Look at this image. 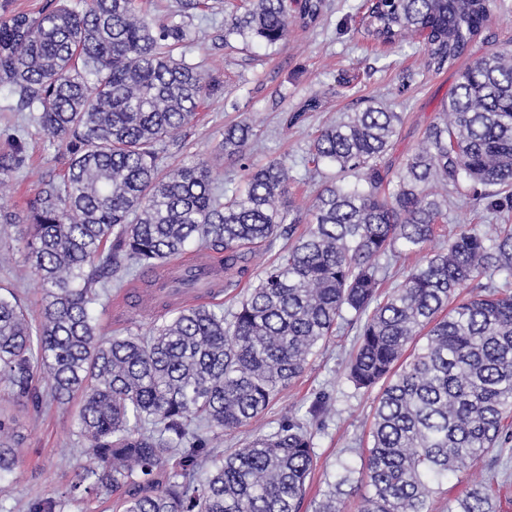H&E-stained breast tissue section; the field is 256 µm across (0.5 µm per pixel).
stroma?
I'll list each match as a JSON object with an SVG mask.
<instances>
[{"label":"stroma","mask_w":512,"mask_h":512,"mask_svg":"<svg viewBox=\"0 0 512 512\" xmlns=\"http://www.w3.org/2000/svg\"><path fill=\"white\" fill-rule=\"evenodd\" d=\"M359 2L324 0L316 21L295 20L284 44L270 50L256 48L247 55L225 48L223 10L187 16L179 12L176 0H137L150 18L198 30L199 40L187 48L186 57L201 65L214 85L211 98L200 108L185 136L168 143L162 167L204 159L212 164L216 183H240L238 163L216 154L215 149L224 138L225 126L245 120L258 134L252 161H285L295 178L290 198L296 210L306 212L317 190L334 174L333 169L316 171L304 163L308 147L322 127L342 113L362 107L364 100H387L402 115V125L387 156L392 168H400L435 121L460 72L475 58L501 49L512 38V0H497L494 18L470 51L453 66L435 73L427 70L421 50L383 46L362 37L361 15L356 10ZM314 96L319 99L318 108L303 112L304 103ZM297 110L303 113L301 120L285 127L284 115ZM19 135L27 142L28 164L11 174L10 187L0 197V210L22 213L40 188V175L61 174L65 164L57 142L39 128L31 112L19 110L16 95L1 89L0 149ZM505 217L512 219L511 208L489 212L486 202L472 198L463 186L448 193L443 228L497 224ZM23 230L20 223H0V247L13 250L10 262L0 265V289L14 291L35 317L45 287L38 277L25 272ZM139 278V273L132 271L123 275L121 288L109 282L100 288L94 314L103 336L143 334L161 321L160 313L147 308L124 316L115 314V300L121 292L134 290ZM355 337V329L342 331L291 386L277 395L259 423L260 428L269 430L291 414L310 421L317 469L303 512H314L326 489V473L335 472L341 461L354 469L339 497L342 512H357L362 498L370 492L362 475L360 440L369 432L373 396L355 389L343 374V360ZM321 397L326 400L327 411L311 417L310 411ZM0 415L10 418L20 437L19 465L10 476L9 497L0 500V512H29L32 503L58 499L89 463L82 452L87 442L80 433L77 403L63 405L47 398L36 408L2 389ZM482 479L493 482L498 512H512V467L498 465L492 452L473 469L442 485L432 496L431 512H448L449 499Z\"/></svg>","instance_id":"1"}]
</instances>
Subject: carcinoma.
<instances>
[{
	"mask_svg": "<svg viewBox=\"0 0 512 512\" xmlns=\"http://www.w3.org/2000/svg\"><path fill=\"white\" fill-rule=\"evenodd\" d=\"M364 35L423 50L425 66L455 64L493 18L496 0H362ZM288 0H242L224 43H283ZM196 39L158 23L135 0H62L36 16L0 19V87L37 113L67 158L42 183L22 237L31 272L51 286L38 318L0 294V387L28 397L44 379L53 400L80 397L89 465L70 495L114 499L117 512H301L315 469L314 435L289 415L243 447L209 441L257 421L343 327L356 329L347 379L376 392L359 512H430L432 495L512 443V225L462 228L430 248L446 219L448 187L512 201V40L459 76L400 170L384 163L402 118L375 99L323 127L307 163L336 176L308 220L287 203L288 165L255 167L257 134L240 121L219 150L243 186L221 192L210 164L160 169L167 140L186 128L213 86L181 49ZM15 139L0 153L5 178L25 166ZM306 223L303 232L295 225ZM286 243L238 306L175 309L145 335L105 338L93 305L100 273L151 270L190 245L224 254L227 286L248 254ZM418 254L391 291L389 261ZM499 275L469 298L462 288ZM0 418V495L19 462ZM325 478L315 512H339L353 468ZM448 512H495L492 483L448 502Z\"/></svg>",
	"mask_w": 512,
	"mask_h": 512,
	"instance_id": "cac0c4a2",
	"label": "carcinoma"
}]
</instances>
